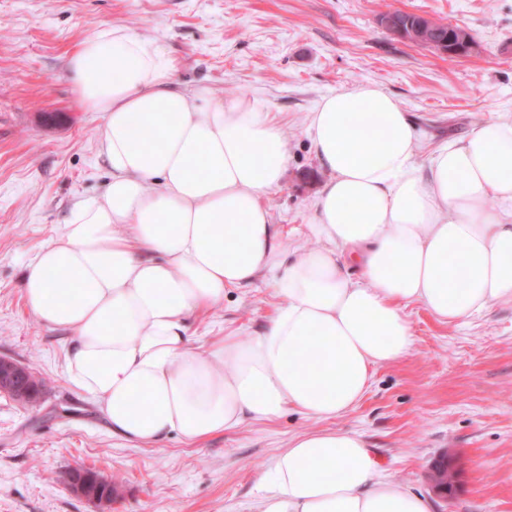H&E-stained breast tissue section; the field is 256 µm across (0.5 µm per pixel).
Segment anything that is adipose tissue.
<instances>
[{
  "instance_id": "1",
  "label": "adipose tissue",
  "mask_w": 512,
  "mask_h": 512,
  "mask_svg": "<svg viewBox=\"0 0 512 512\" xmlns=\"http://www.w3.org/2000/svg\"><path fill=\"white\" fill-rule=\"evenodd\" d=\"M173 71L158 43L114 27L67 61L79 103L105 116L109 182L72 205L22 289L42 323L72 331L70 383L133 445L198 444L288 410L321 421L278 456L259 512H432L327 422L411 351L407 305L448 324L512 302V224L488 206L512 205V118L421 167L415 125L383 89L325 96L308 124L328 175L311 218L323 246L290 255L261 203L288 167L281 123L261 98L188 90ZM265 273L283 304L264 331L194 347L189 319Z\"/></svg>"
}]
</instances>
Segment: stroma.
<instances>
[{
    "instance_id": "35a3bbf8",
    "label": "stroma",
    "mask_w": 512,
    "mask_h": 512,
    "mask_svg": "<svg viewBox=\"0 0 512 512\" xmlns=\"http://www.w3.org/2000/svg\"><path fill=\"white\" fill-rule=\"evenodd\" d=\"M394 12L458 25L465 56L403 39ZM162 45L185 88L265 100L285 131L288 168L264 197L289 247H316L310 220L326 179L307 136L326 95L375 84L408 112L420 159L493 117L512 116V0H0V357L50 385L30 406L0 395V512H98L62 481L75 467L121 476L112 512H258L259 479L295 436L319 423L289 411L189 445L136 447L114 437L95 403L73 388L70 331L27 310L25 266L63 229L74 201L109 180L104 115L75 99L70 53L106 26ZM267 276L226 289L221 307L191 320L195 346L248 342L281 305ZM405 313L414 344L375 370L362 401L329 420L362 435L390 480L430 499L433 512H512V302L445 324L422 306ZM456 473L441 492L434 467Z\"/></svg>"
}]
</instances>
